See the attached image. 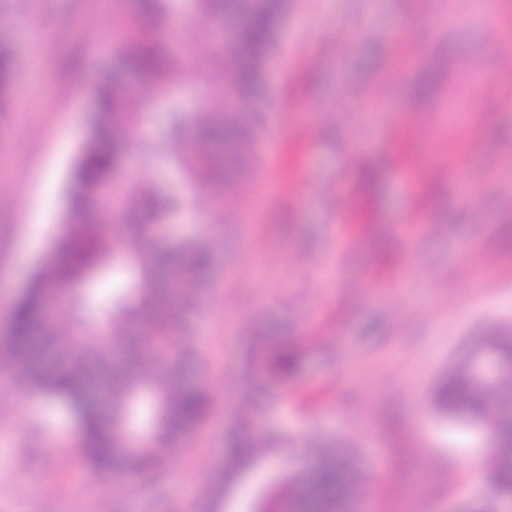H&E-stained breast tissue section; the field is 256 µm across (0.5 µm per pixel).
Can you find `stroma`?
<instances>
[{
  "label": "stroma",
  "instance_id": "1",
  "mask_svg": "<svg viewBox=\"0 0 512 512\" xmlns=\"http://www.w3.org/2000/svg\"><path fill=\"white\" fill-rule=\"evenodd\" d=\"M288 0L266 72L258 164L219 203L185 199L224 227L213 282L188 320L200 350L192 385L212 399L150 474L116 470L88 483L77 425L0 371V512H200L243 415L274 440L235 482L230 508L263 512L317 443L348 448L368 492L354 512H469L487 501L485 436L436 412L437 379L490 332L512 328V0ZM0 45L25 64L0 112V339L36 264L20 252L62 223L65 188L92 115L97 78L115 56L112 18L140 20L138 0H0ZM41 38L30 42L26 22ZM212 40L181 27L182 95ZM311 113L303 118L297 102ZM379 180L365 186L362 169ZM478 192L462 200L463 185ZM288 346L298 372L270 380L256 404L255 336ZM73 447L61 461V446Z\"/></svg>",
  "mask_w": 512,
  "mask_h": 512
}]
</instances>
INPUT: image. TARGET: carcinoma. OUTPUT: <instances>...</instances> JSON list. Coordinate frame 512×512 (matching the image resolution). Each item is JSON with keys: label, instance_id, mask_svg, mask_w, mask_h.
Instances as JSON below:
<instances>
[{"label": "carcinoma", "instance_id": "carcinoma-1", "mask_svg": "<svg viewBox=\"0 0 512 512\" xmlns=\"http://www.w3.org/2000/svg\"><path fill=\"white\" fill-rule=\"evenodd\" d=\"M182 0H139L140 12L164 20ZM192 9L220 21L235 19L230 44L208 49L200 80L207 97L232 106L186 110L174 93L183 58L164 47V30L133 23L113 25L109 37L126 80L105 75L96 88L89 134L77 159L64 217L65 232L54 254L31 273L15 304L9 332L0 345L18 382L41 394L51 408L65 407L78 419L80 448L94 477L113 469L140 473L161 468L171 441L188 432L207 410L206 396L187 378L198 361L186 318L200 289L208 286L214 250L224 226L213 235H174L161 225L178 209L180 196L163 185L172 172L186 183L220 194L234 186L254 162L259 126L258 83L275 62L274 36L288 0H187ZM150 126L154 135L131 143L128 129ZM135 155L158 175L130 178L112 195L120 159ZM127 223L112 228L115 214ZM122 236L125 253L112 255V239ZM69 318L66 334L57 317ZM494 351L502 369L487 387L471 380L474 356ZM108 368L104 380L110 416L87 399L91 378ZM248 368L256 376H286L297 369L286 349L255 348ZM151 394L155 415L150 450L131 451L139 439L123 432L132 397ZM431 402L437 412L482 420L494 434L496 450L488 471L494 496H512V329L484 337L436 383ZM262 433L237 438L224 455L215 485L231 479L267 455ZM352 457L336 442L320 445L307 467L288 476L278 490L275 512H349L350 500L365 492Z\"/></svg>", "mask_w": 512, "mask_h": 512}]
</instances>
